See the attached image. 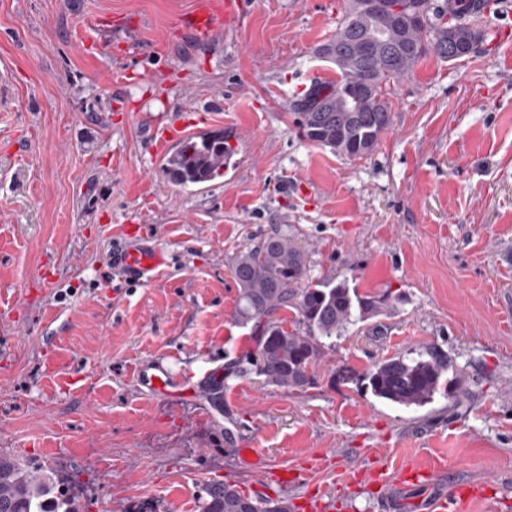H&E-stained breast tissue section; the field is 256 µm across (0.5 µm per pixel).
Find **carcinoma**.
<instances>
[{
    "label": "carcinoma",
    "instance_id": "1",
    "mask_svg": "<svg viewBox=\"0 0 512 512\" xmlns=\"http://www.w3.org/2000/svg\"><path fill=\"white\" fill-rule=\"evenodd\" d=\"M357 2L347 0L336 34L329 39L348 51L338 69L340 79L314 83L295 101L291 113L302 139L351 159L368 155L391 125L385 86L409 74L431 51L448 58L444 18L460 24L457 36L462 41L485 38L469 16L466 0H452L443 6L444 14L432 15L429 29L414 31L385 27L371 15L358 23ZM382 28L385 34L376 42V54L364 55L367 37ZM368 76L375 79L373 94L348 99L346 84ZM233 155L234 148L221 129L189 135L168 156L163 174L175 186L207 183L224 174ZM230 272L238 287V320L252 327L258 336L257 349L264 353V359L250 365L267 383L280 387L312 385L322 340L341 337L349 327L381 315L400 301L388 293L360 294L344 282L313 280L306 250L286 233L268 236L239 252ZM288 309L295 315L291 322L279 317ZM447 373L448 354L430 347L382 359L363 377L375 397L409 408L427 404ZM203 493L200 512H240L246 500L251 512H290L286 498L250 497L229 482L212 481ZM0 512H80L79 496L55 471L0 454Z\"/></svg>",
    "mask_w": 512,
    "mask_h": 512
}]
</instances>
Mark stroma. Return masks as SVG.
<instances>
[{
	"label": "stroma",
	"mask_w": 512,
	"mask_h": 512,
	"mask_svg": "<svg viewBox=\"0 0 512 512\" xmlns=\"http://www.w3.org/2000/svg\"><path fill=\"white\" fill-rule=\"evenodd\" d=\"M194 2L0 0V451L57 471L81 512H199L217 480L382 512L372 474L419 469L438 480L406 490L404 512L456 484L493 497L458 512H512V17L488 10L481 52L390 82L391 127L351 159L290 118L336 76L314 52L345 0H249L246 27L206 47L176 27ZM153 123L223 130L233 171L169 183ZM143 224L170 265L122 281L111 233ZM280 230L313 279L401 297L326 341L302 390L229 373L256 348L229 260ZM430 345L459 399L443 386L406 408L344 378ZM149 360L177 404L131 382ZM214 372L217 408L201 390ZM243 441L295 481L248 469Z\"/></svg>",
	"instance_id": "35a3bbf8"
}]
</instances>
